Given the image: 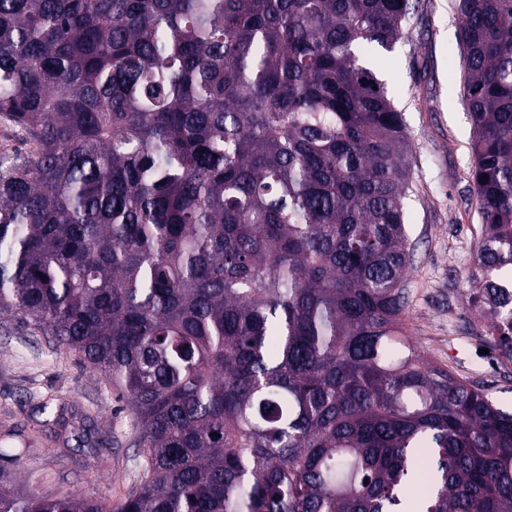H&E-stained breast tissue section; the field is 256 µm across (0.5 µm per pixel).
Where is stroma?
<instances>
[{
  "label": "stroma",
  "mask_w": 512,
  "mask_h": 512,
  "mask_svg": "<svg viewBox=\"0 0 512 512\" xmlns=\"http://www.w3.org/2000/svg\"><path fill=\"white\" fill-rule=\"evenodd\" d=\"M419 12L383 64L389 97L402 112L411 143L406 200V322L423 359L480 386L512 411V362L490 349L485 322L471 308L467 275L481 223L471 180L472 125L463 97L465 63L454 23L455 0H418ZM56 398L66 414H89L106 448L66 445L69 429L44 427L39 407ZM20 434L30 460L0 462L18 486L67 490L119 505L142 477L134 417L82 355L56 349L0 314V438Z\"/></svg>",
  "instance_id": "stroma-1"
}]
</instances>
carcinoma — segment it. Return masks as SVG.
<instances>
[{
  "instance_id": "1",
  "label": "carcinoma",
  "mask_w": 512,
  "mask_h": 512,
  "mask_svg": "<svg viewBox=\"0 0 512 512\" xmlns=\"http://www.w3.org/2000/svg\"><path fill=\"white\" fill-rule=\"evenodd\" d=\"M413 0H0V313L130 404L117 507L512 512V413L406 332L409 138L377 72ZM481 218L469 302L512 361V0H458ZM23 442L0 448L21 464Z\"/></svg>"
}]
</instances>
